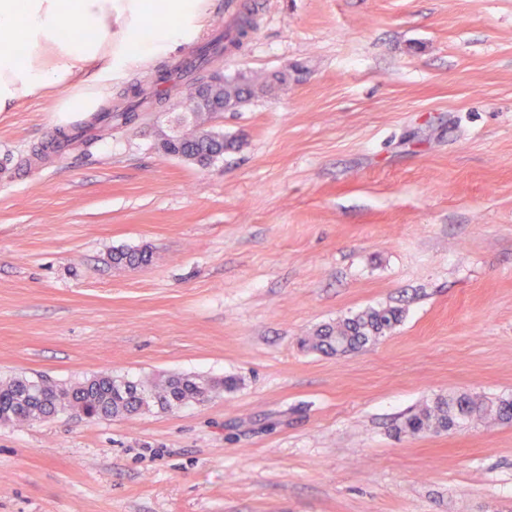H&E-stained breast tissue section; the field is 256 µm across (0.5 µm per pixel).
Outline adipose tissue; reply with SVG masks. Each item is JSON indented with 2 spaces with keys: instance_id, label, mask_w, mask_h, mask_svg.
Instances as JSON below:
<instances>
[{
  "instance_id": "ef3b65f1",
  "label": "adipose tissue",
  "mask_w": 512,
  "mask_h": 512,
  "mask_svg": "<svg viewBox=\"0 0 512 512\" xmlns=\"http://www.w3.org/2000/svg\"><path fill=\"white\" fill-rule=\"evenodd\" d=\"M201 0H0V112L50 87L91 112L112 68L188 39Z\"/></svg>"
}]
</instances>
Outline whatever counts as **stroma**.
Listing matches in <instances>:
<instances>
[{
    "label": "stroma",
    "mask_w": 512,
    "mask_h": 512,
    "mask_svg": "<svg viewBox=\"0 0 512 512\" xmlns=\"http://www.w3.org/2000/svg\"><path fill=\"white\" fill-rule=\"evenodd\" d=\"M205 74L287 69L214 117L201 169L157 148L183 86L91 144L67 89L0 112V380L234 379L207 402L0 423V512H512V422L401 433L439 397L512 399V0H257ZM115 68L101 109L222 25ZM148 249V265H115ZM400 320L324 355L368 309ZM400 320L395 309H370L353 317L325 325L303 340L310 350L332 355L355 351L384 336Z\"/></svg>",
    "instance_id": "35a3bbf8"
}]
</instances>
